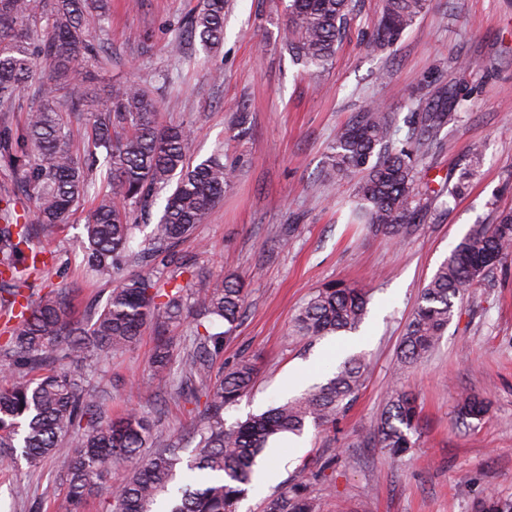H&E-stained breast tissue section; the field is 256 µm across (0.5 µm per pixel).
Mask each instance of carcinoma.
Listing matches in <instances>:
<instances>
[{
  "mask_svg": "<svg viewBox=\"0 0 512 512\" xmlns=\"http://www.w3.org/2000/svg\"><path fill=\"white\" fill-rule=\"evenodd\" d=\"M225 0H203L188 21L189 37L206 49L224 35ZM428 0H386L375 38L383 50L410 28ZM39 0H0V163L22 170L26 186L36 194L38 220L63 224L85 196L96 159L78 155L65 132L68 103L90 107V74L80 68L89 58L112 62L90 31H103L106 0H47L48 32L31 47L29 28ZM289 25L283 41L291 57L323 70L332 64L351 21L352 0H289ZM47 82L28 104L20 90L37 68ZM460 96L456 87H441L427 112H412L405 138L397 137L393 113L370 106L337 133L327 156L326 174L341 180L363 173L352 199L355 221L377 235L403 240L413 235L416 210L411 206L414 182L424 153L454 119L448 101ZM27 112L24 125L13 130L8 112ZM157 105L135 81L114 85L104 115L93 124L94 145L106 150L108 190L98 193L85 226L84 269L96 276H120L102 309L84 321L73 317L68 288H56L34 301L26 272L37 263L30 247L31 225L14 220L11 199L0 200L5 224L0 226V309L17 322L0 346V466L23 457L36 469L48 458L65 478L69 500L82 504L98 492L112 502V512H236L253 483L258 458L269 442L336 424L358 395L368 362L364 354L337 365L325 381L308 386L245 421L224 425V410L253 387L256 368L248 359L224 367L212 377L224 342L246 311V293L239 280L227 277L219 288L206 283L188 288L178 275L195 276L179 256V246L224 197L233 171L214 156L196 165L187 159L191 130L161 125ZM481 146L470 148L466 166L452 191L461 194L482 167ZM168 191L162 214L141 249L143 257L177 272L165 281L147 272H127L131 248L132 205L148 206ZM512 258V210L501 211L494 224H475L449 252L423 288L400 345V364L426 358L451 322L462 300L495 268ZM370 296L344 282H330L313 291L295 318L296 332L311 340L355 332L364 322ZM156 317L158 327L192 319V346L180 360L181 381L173 394L194 405L197 415L189 470L199 486H176L177 468L186 451L179 435L160 439L155 424L137 408L112 416L101 397L85 385L84 362L101 359L135 343L143 327ZM69 359L74 366L56 369ZM172 355L165 341L156 346L153 374L171 372ZM488 402L475 394L462 396L461 420L480 421ZM417 406L412 395L394 389L380 414L373 440L393 456L412 447ZM72 451L57 453L61 441ZM131 462L134 468L118 480L113 470ZM310 476L299 468L289 488L266 500L265 512H317L307 491Z\"/></svg>",
  "mask_w": 512,
  "mask_h": 512,
  "instance_id": "1",
  "label": "carcinoma"
}]
</instances>
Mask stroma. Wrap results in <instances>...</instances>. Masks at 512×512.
Segmentation results:
<instances>
[{
    "mask_svg": "<svg viewBox=\"0 0 512 512\" xmlns=\"http://www.w3.org/2000/svg\"><path fill=\"white\" fill-rule=\"evenodd\" d=\"M201 3L109 0L101 38L113 59L93 75L105 90L139 82L151 91L162 123L192 130V163L218 154L235 169L223 200L181 247L200 279L214 286L231 275L247 288L245 317L220 360L251 359L257 379L225 411L224 423L286 398L289 373L321 381L332 363L331 344L370 359L349 411L336 426L309 428L270 448L272 472L238 512H263L265 499L302 466L313 475L309 492L320 512H479L489 497L512 501V260L456 304L426 359L395 367L406 324L437 267L472 225L494 223L512 209V0H429L383 51L370 43L384 0H356L333 66L318 75L294 63L282 42L288 0H230L217 48L194 44L184 57L171 55L170 43ZM445 84L467 96L420 169L417 231L398 241L348 223L356 176L337 183L322 176L337 130L378 103L404 120ZM239 112L249 113L250 124L235 127ZM477 142L485 161L467 190L440 192ZM105 173L98 166L67 222L40 228L33 241L49 258L30 279L34 295L51 284L71 288L80 315L103 305L114 286L81 264L84 226ZM330 281L368 290V315L358 332L312 342L297 335L294 318ZM155 336L146 326L138 342L92 362L87 384L116 411L161 408L157 432L167 437L189 423L191 406L170 398V378H152ZM396 385L415 396L420 414L413 447L394 459L366 440ZM463 392L487 399L482 420L459 418ZM0 512H73L53 461L0 468Z\"/></svg>",
    "mask_w": 512,
    "mask_h": 512,
    "instance_id": "1",
    "label": "stroma"
}]
</instances>
